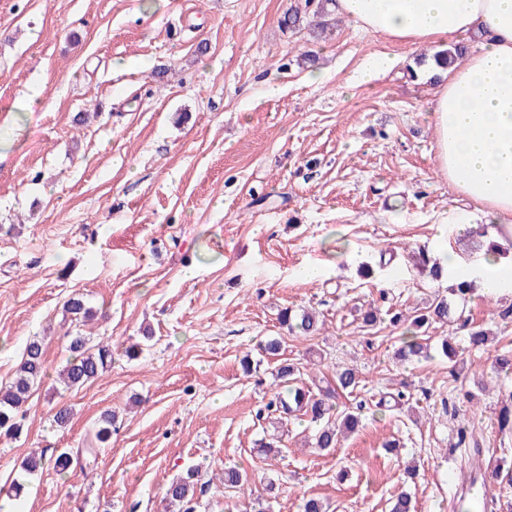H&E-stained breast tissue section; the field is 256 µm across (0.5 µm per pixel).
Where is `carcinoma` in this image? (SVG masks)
<instances>
[{"mask_svg":"<svg viewBox=\"0 0 512 512\" xmlns=\"http://www.w3.org/2000/svg\"><path fill=\"white\" fill-rule=\"evenodd\" d=\"M331 2L333 0H303L290 8L281 21L282 28L294 31L300 28L307 16L317 18V27L325 29L330 25ZM462 58V48L453 45L444 50L434 52L423 61L431 60L443 70L457 66ZM451 311V301L441 296L436 297L425 310L417 313L411 319V325L417 329L398 352L405 358L416 355L424 349L422 337L418 331L429 328L430 325L448 320ZM93 317L91 308L87 307L83 298L75 296L65 305V320L69 323L70 356L59 371L62 382L68 387H79L98 377L112 362L111 343L101 340L97 344L88 345V339L82 335V327ZM279 323L289 329L300 328L304 333L311 334L317 330L316 317L308 312L295 314L289 309L281 311ZM461 327L467 332L470 346L477 348L488 340L486 329L481 325L471 326L468 320H462ZM46 373L43 357V345L37 339L31 340L25 349L22 362L9 388L0 389V430L7 435H15L20 430L17 420L23 405L27 402L31 389L41 381ZM301 368L293 363H285L278 367L277 378L284 383L285 391L276 392L266 405L268 412L279 415L284 419L291 415H302L310 418L311 422L319 424L314 435V447L329 450L336 447L338 433H353L360 424V417L352 411H338L333 403L338 392L351 394L362 382L355 369L343 367L336 370L334 382L327 386L313 389L302 379ZM114 415L107 412L98 421V429L94 434L98 443L107 442L112 436ZM47 459L42 453L32 452L21 463V470L27 475H34L43 470ZM198 470L190 469L186 475L173 479L165 490L166 499L178 505V512H196L197 498L195 494V476ZM224 487L228 489H243L249 484L246 472L236 467L224 469Z\"/></svg>","mask_w":512,"mask_h":512,"instance_id":"carcinoma-1","label":"carcinoma"}]
</instances>
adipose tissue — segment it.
Segmentation results:
<instances>
[{
	"instance_id": "1",
	"label": "adipose tissue",
	"mask_w": 512,
	"mask_h": 512,
	"mask_svg": "<svg viewBox=\"0 0 512 512\" xmlns=\"http://www.w3.org/2000/svg\"><path fill=\"white\" fill-rule=\"evenodd\" d=\"M335 9L406 46L455 36L478 42L433 94V148L449 185L504 232L478 267L450 255L443 264L454 282L479 281L485 296L512 288V265L501 262L512 251V0H336Z\"/></svg>"
}]
</instances>
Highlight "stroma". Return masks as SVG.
<instances>
[{"label": "stroma", "mask_w": 512, "mask_h": 512, "mask_svg": "<svg viewBox=\"0 0 512 512\" xmlns=\"http://www.w3.org/2000/svg\"><path fill=\"white\" fill-rule=\"evenodd\" d=\"M295 2L0 0V388L30 339L49 369L21 431L0 437V512H165L168 483L191 466L197 512H250L258 497L272 512H301L307 497L327 512H390L402 486L417 512H459L474 467L499 472L493 495L500 512L512 506V429L496 422L512 374L492 369L512 349V293L466 298L487 346L437 323L429 342L451 337L456 362L394 357L407 327L391 314L451 283L419 254L478 264L487 229L437 168L436 84L415 71L435 47L404 48L341 15L322 37L291 33L280 21ZM307 51L314 66L299 62ZM384 55L396 66L362 82ZM311 265L320 279H306ZM74 296L112 364L67 389L55 371ZM371 305L373 329L360 315ZM286 307L316 312L318 331L287 332ZM274 338L277 358L262 349ZM283 357L320 380L358 369L362 387L337 403L362 424L334 451L311 448L309 418L261 417ZM400 391L409 407L376 409ZM62 406L73 415L60 427ZM108 411L112 436L91 466L44 470L13 494L25 456L88 447ZM271 438L280 454H260ZM409 464L421 473L411 484ZM230 466L248 491L224 488Z\"/></svg>", "instance_id": "obj_1"}]
</instances>
